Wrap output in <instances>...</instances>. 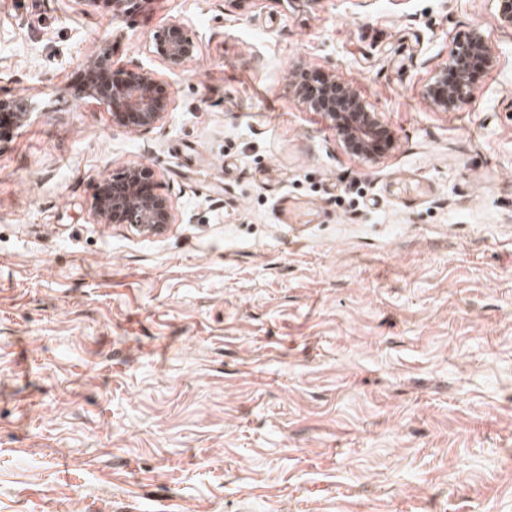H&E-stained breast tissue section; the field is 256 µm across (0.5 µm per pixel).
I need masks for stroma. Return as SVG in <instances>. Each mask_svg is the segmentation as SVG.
I'll use <instances>...</instances> for the list:
<instances>
[{"label":"stroma","mask_w":512,"mask_h":512,"mask_svg":"<svg viewBox=\"0 0 512 512\" xmlns=\"http://www.w3.org/2000/svg\"><path fill=\"white\" fill-rule=\"evenodd\" d=\"M184 23L172 72L156 35ZM479 27L471 105L425 85ZM149 133L75 78L101 49ZM377 112L369 162L291 86ZM0 512H512V28L496 0H0ZM154 170L167 231L100 224ZM311 207L283 224L278 203ZM154 49L168 70L176 71L196 55L198 46L185 26L175 22L155 37ZM86 86L112 84V77L102 67L88 69L84 75ZM157 79L150 71L130 75L121 82L113 81L112 86L96 88L95 99L119 122L128 119L138 131L147 133L153 130L164 114L170 110V98L155 95ZM121 175V176H120ZM115 177L121 183L112 191V180L99 184L91 205L97 220L109 224V212L120 211L124 214V224L144 235H158L165 232L172 222V207L169 198L155 195L143 196L138 191V184L144 176L153 178V171L147 168H133Z\"/></svg>","instance_id":"stroma-1"}]
</instances>
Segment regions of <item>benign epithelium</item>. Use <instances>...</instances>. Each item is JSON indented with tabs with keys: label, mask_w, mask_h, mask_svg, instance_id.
I'll use <instances>...</instances> for the list:
<instances>
[{
	"label": "benign epithelium",
	"mask_w": 512,
	"mask_h": 512,
	"mask_svg": "<svg viewBox=\"0 0 512 512\" xmlns=\"http://www.w3.org/2000/svg\"><path fill=\"white\" fill-rule=\"evenodd\" d=\"M155 53L164 61L168 70L176 71L192 59L198 50L194 38L181 23L175 22L155 37ZM475 57L485 60L487 67L496 64V57L479 28H474L463 40L451 48L446 63L434 78L436 85H445L444 97L435 104L445 111L464 109L474 95V86L468 78V66ZM455 79L448 82V71ZM157 79L150 71L130 75L121 82L94 90L95 99L119 122L134 121V127L143 133L153 130L173 101L155 95ZM310 107L325 112L335 120L336 133L345 148L353 155L374 160L383 139V127L378 113L371 111L366 102L352 87L331 74L326 87ZM153 175L147 168H133L117 177L119 188L112 196L93 201L91 209L97 220L109 223V212L120 211L125 223L144 235L165 232L172 223V207L169 198L155 195L144 196L138 184L145 176Z\"/></svg>",
	"instance_id": "obj_1"
}]
</instances>
